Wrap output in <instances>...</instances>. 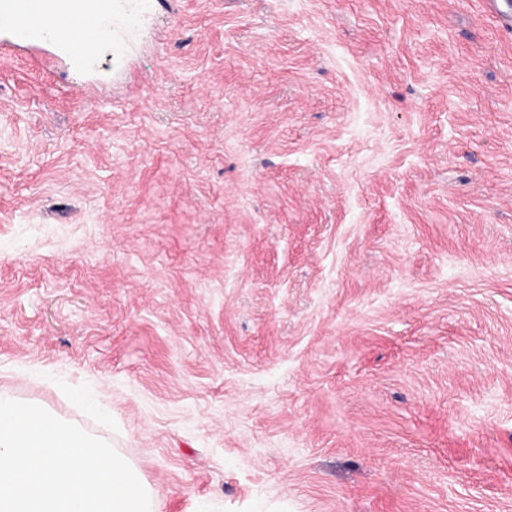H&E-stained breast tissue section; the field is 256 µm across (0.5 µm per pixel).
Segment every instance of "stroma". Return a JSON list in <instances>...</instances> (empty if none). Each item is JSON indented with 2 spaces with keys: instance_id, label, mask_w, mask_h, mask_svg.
<instances>
[{
  "instance_id": "1",
  "label": "stroma",
  "mask_w": 512,
  "mask_h": 512,
  "mask_svg": "<svg viewBox=\"0 0 512 512\" xmlns=\"http://www.w3.org/2000/svg\"><path fill=\"white\" fill-rule=\"evenodd\" d=\"M150 2L0 32V394L160 512H512V5Z\"/></svg>"
}]
</instances>
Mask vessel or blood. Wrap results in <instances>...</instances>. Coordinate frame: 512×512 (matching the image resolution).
I'll return each instance as SVG.
<instances>
[{
    "instance_id": "b4317fda",
    "label": "vessel or blood",
    "mask_w": 512,
    "mask_h": 512,
    "mask_svg": "<svg viewBox=\"0 0 512 512\" xmlns=\"http://www.w3.org/2000/svg\"><path fill=\"white\" fill-rule=\"evenodd\" d=\"M61 17L67 28L60 38L72 66H82L87 55L79 38L111 24L112 15L101 0H0V27L10 29L18 46H34L44 40L45 21Z\"/></svg>"
}]
</instances>
